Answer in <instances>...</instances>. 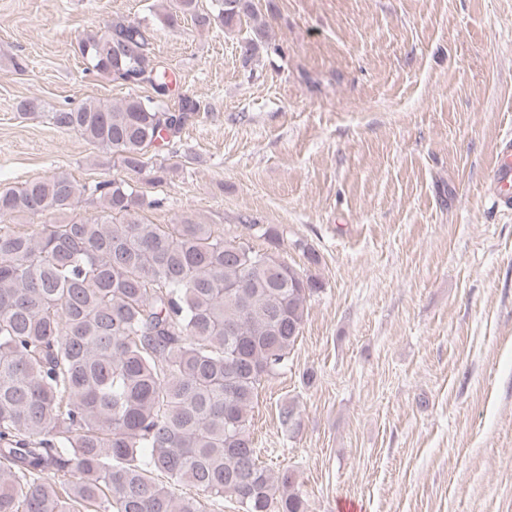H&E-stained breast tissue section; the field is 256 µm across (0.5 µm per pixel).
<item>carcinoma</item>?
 <instances>
[{
	"label": "carcinoma",
	"mask_w": 512,
	"mask_h": 512,
	"mask_svg": "<svg viewBox=\"0 0 512 512\" xmlns=\"http://www.w3.org/2000/svg\"><path fill=\"white\" fill-rule=\"evenodd\" d=\"M200 2L164 0L158 18L226 34L249 19L243 63L267 51L255 0ZM78 51L152 90L51 115L127 171H144L202 112L187 93L166 103L177 77L139 23L92 29ZM86 193L98 216L46 220ZM157 204L121 178L86 188L63 172L0 189V512H206L226 497L239 512H305L294 474L259 461L251 427L321 284L280 258L277 227L248 220L273 247L257 250L190 218L144 222ZM17 215L42 223L20 232ZM179 485L192 492L176 496Z\"/></svg>",
	"instance_id": "carcinoma-1"
}]
</instances>
